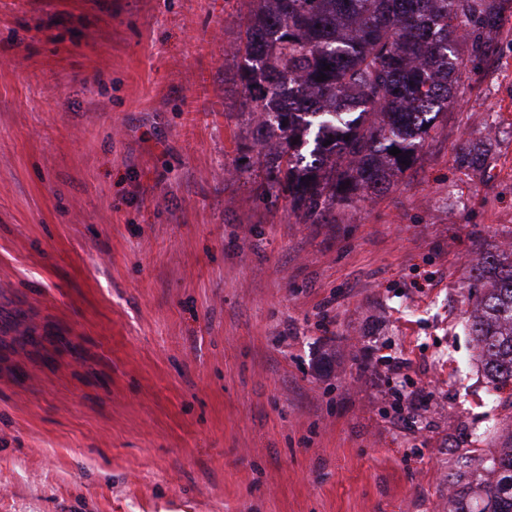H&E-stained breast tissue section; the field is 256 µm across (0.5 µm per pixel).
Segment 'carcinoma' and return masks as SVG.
<instances>
[{
	"label": "carcinoma",
	"instance_id": "cac0c4a2",
	"mask_svg": "<svg viewBox=\"0 0 512 512\" xmlns=\"http://www.w3.org/2000/svg\"><path fill=\"white\" fill-rule=\"evenodd\" d=\"M500 25L495 0H257L238 53L264 192L287 196L306 224L388 192L457 102L459 40L470 39L478 56ZM472 269L493 283L477 296L469 328L490 381L504 388L512 384V262L486 254ZM483 469L494 480L481 512H512V445Z\"/></svg>",
	"mask_w": 512,
	"mask_h": 512
}]
</instances>
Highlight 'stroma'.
I'll return each instance as SVG.
<instances>
[{"label":"stroma","instance_id":"stroma-1","mask_svg":"<svg viewBox=\"0 0 512 512\" xmlns=\"http://www.w3.org/2000/svg\"><path fill=\"white\" fill-rule=\"evenodd\" d=\"M500 2L414 166L305 224L257 189L252 0H0V324L33 330L0 348V512H480L512 438L467 330L472 258L512 259ZM400 418L408 419L414 417L422 408L430 405L432 392L421 389L417 393H410L407 396L401 395ZM405 411H407L405 413Z\"/></svg>","mask_w":512,"mask_h":512}]
</instances>
